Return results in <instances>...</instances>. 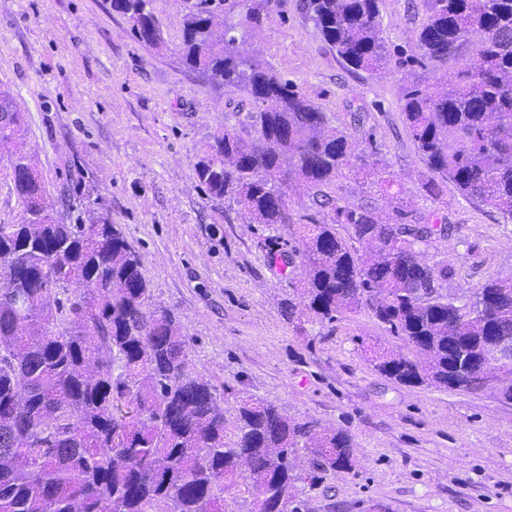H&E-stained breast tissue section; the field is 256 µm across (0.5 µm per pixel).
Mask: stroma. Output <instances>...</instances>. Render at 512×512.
Segmentation results:
<instances>
[{
  "mask_svg": "<svg viewBox=\"0 0 512 512\" xmlns=\"http://www.w3.org/2000/svg\"><path fill=\"white\" fill-rule=\"evenodd\" d=\"M194 2L151 0L167 43L159 51L133 37L112 0H0V87L24 114L25 149L50 193L81 190L85 217L117 225L141 253L155 300L178 314L226 409L250 395L351 433L356 469L305 488L313 512H365L372 501L392 512H512V404L380 375L364 345L403 343L367 312L296 332L261 231L199 184L195 163L225 129L246 130L253 107L182 63ZM379 10L389 49L416 53L421 0H380ZM249 44L338 124L373 131L398 195L448 224L422 255L452 262L448 294L512 275V223L453 190L426 197L399 74L349 73L299 0H280Z\"/></svg>",
  "mask_w": 512,
  "mask_h": 512,
  "instance_id": "stroma-1",
  "label": "stroma"
}]
</instances>
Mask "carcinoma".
Listing matches in <instances>:
<instances>
[{"label":"carcinoma","mask_w":512,"mask_h":512,"mask_svg":"<svg viewBox=\"0 0 512 512\" xmlns=\"http://www.w3.org/2000/svg\"><path fill=\"white\" fill-rule=\"evenodd\" d=\"M277 3L199 0L184 16L183 63L256 108L249 129L224 130L196 163L199 184L270 232L269 265L288 274L292 293L281 305L297 330L365 310L408 349L363 346L374 370L401 384L484 391L475 368L489 337L512 338V276L456 301L442 292L454 266L420 257L438 233L435 214L400 208L383 222L371 200L337 184L354 171L384 193L396 179L372 133L359 149L245 48ZM114 5L135 38L164 48L148 0ZM423 6L418 52L396 59L379 0H301L344 68L401 74L403 121L430 172L428 197L451 185L512 222V0ZM23 134V113L0 88V151L8 149L23 207L21 223L0 224V512H224L241 490L263 512H309L301 485L356 467L351 434L245 396L228 420L174 311L153 300L140 252L113 224L80 213L56 222ZM300 456L309 471L297 468Z\"/></svg>","instance_id":"obj_1"}]
</instances>
